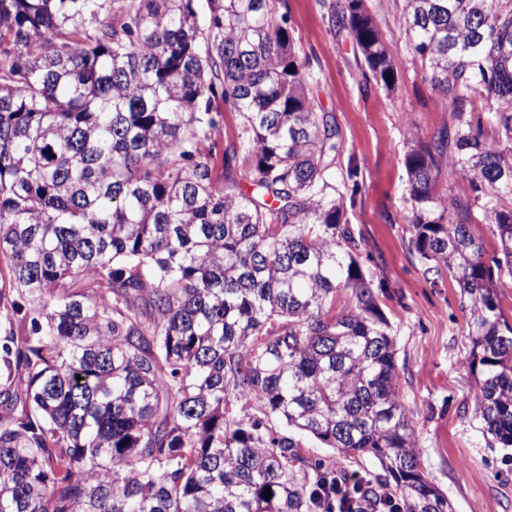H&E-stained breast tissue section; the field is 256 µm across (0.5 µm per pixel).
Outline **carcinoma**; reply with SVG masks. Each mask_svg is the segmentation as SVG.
Instances as JSON below:
<instances>
[{"instance_id": "1", "label": "carcinoma", "mask_w": 512, "mask_h": 512, "mask_svg": "<svg viewBox=\"0 0 512 512\" xmlns=\"http://www.w3.org/2000/svg\"><path fill=\"white\" fill-rule=\"evenodd\" d=\"M279 3L0 0V512H452ZM328 21L394 89L365 0ZM398 22L452 120L412 134L410 244L467 300L475 418L509 448L512 0H402ZM445 166L470 192L438 190ZM303 435L385 475L349 489Z\"/></svg>"}]
</instances>
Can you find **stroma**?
Masks as SVG:
<instances>
[{"mask_svg":"<svg viewBox=\"0 0 512 512\" xmlns=\"http://www.w3.org/2000/svg\"><path fill=\"white\" fill-rule=\"evenodd\" d=\"M400 4L366 0L397 72L391 93L364 78L351 34L329 24L320 0H282L280 10L311 65L309 97L336 119V174L358 186L346 217L364 272L385 284L377 301L396 340L401 394L415 409L421 467L453 512H512V448L492 443L474 416L467 302L455 279H433L409 247L411 135L429 137L451 117L399 27Z\"/></svg>","mask_w":512,"mask_h":512,"instance_id":"obj_1","label":"stroma"}]
</instances>
